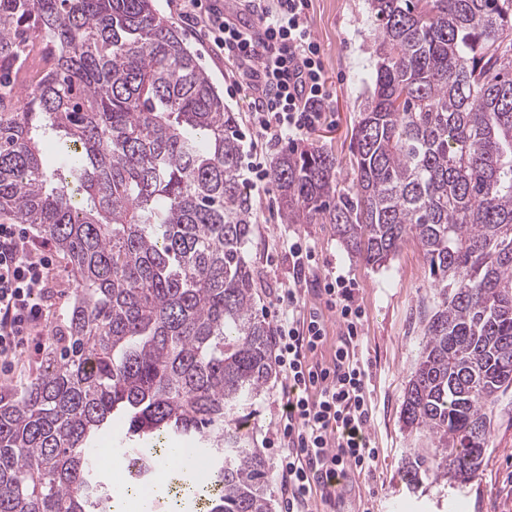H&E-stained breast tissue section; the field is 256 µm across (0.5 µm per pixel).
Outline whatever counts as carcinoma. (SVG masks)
I'll return each mask as SVG.
<instances>
[{"label": "carcinoma", "mask_w": 512, "mask_h": 512, "mask_svg": "<svg viewBox=\"0 0 512 512\" xmlns=\"http://www.w3.org/2000/svg\"><path fill=\"white\" fill-rule=\"evenodd\" d=\"M375 72L352 191L310 147L276 157L287 224H334L383 266L408 237L434 307L401 420L404 479L460 485L512 388V0H367ZM237 117L154 0H0V217L69 262L44 368L0 395V512H110L98 436L148 468L208 449L209 512H272L248 410L272 376Z\"/></svg>", "instance_id": "cac0c4a2"}]
</instances>
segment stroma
<instances>
[{
    "mask_svg": "<svg viewBox=\"0 0 512 512\" xmlns=\"http://www.w3.org/2000/svg\"><path fill=\"white\" fill-rule=\"evenodd\" d=\"M160 13L182 32L191 51L198 53L213 84L224 93V103L246 122L250 100L234 92L237 70L197 28L182 21L174 0H155ZM309 22L323 53L325 79L330 102L319 124L303 135L300 145L315 144L332 154L339 163V187H352L353 129L374 72L372 46L376 26L367 12V0H312ZM275 182L252 191L255 239L247 257L259 276L260 308L271 301L292 280V261L285 243L301 237L315 246L317 266L306 275L305 299L316 305L312 290L319 280L335 272L349 278L365 310L357 348L369 367V390L373 404L370 436L379 450L375 471L351 474L333 503L320 512H356L368 506L370 512H512V486L505 478L512 471V391L500 397L491 430V446L478 475L466 484L443 485L423 480L407 485L403 466L411 449L427 447V439L404 428L401 405L408 375L419 358L422 329L433 307L428 266L415 239H407L385 266L366 265L341 244L335 225L287 224L278 208ZM279 374H272L265 394L259 399L251 422L253 434L266 460L275 449L267 445L277 421Z\"/></svg>",
    "mask_w": 512,
    "mask_h": 512,
    "instance_id": "stroma-1",
    "label": "stroma"
}]
</instances>
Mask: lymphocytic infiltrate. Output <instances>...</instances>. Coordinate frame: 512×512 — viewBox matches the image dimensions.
Wrapping results in <instances>:
<instances>
[{
	"label": "lymphocytic infiltrate",
	"mask_w": 512,
	"mask_h": 512,
	"mask_svg": "<svg viewBox=\"0 0 512 512\" xmlns=\"http://www.w3.org/2000/svg\"><path fill=\"white\" fill-rule=\"evenodd\" d=\"M310 0H265L258 31L233 23L210 0H178L243 76L237 88L251 101L250 122L265 142H291L319 124L329 101L320 47L308 22ZM59 270L47 242L19 224L0 221V364L15 370L29 343L53 330L58 305L50 290ZM319 295L344 328L331 364L315 361L327 341L324 320L305 309L300 286L274 304L276 360L283 372L280 419L272 436L288 512L327 502L351 472H373L378 454L368 427L369 374L356 354L365 312L344 275L326 279Z\"/></svg>",
	"instance_id": "obj_1"
}]
</instances>
